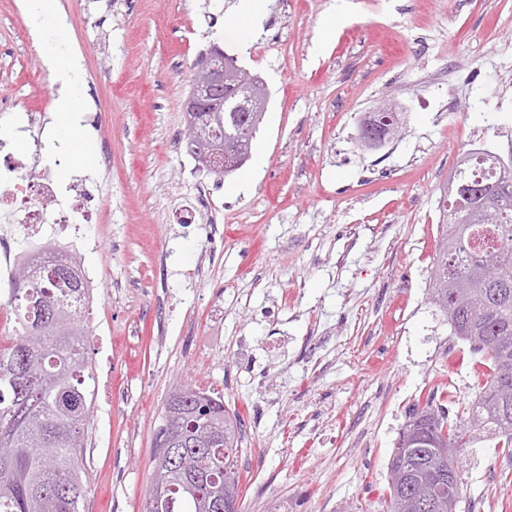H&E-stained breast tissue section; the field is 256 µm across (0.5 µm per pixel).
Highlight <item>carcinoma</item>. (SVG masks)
Listing matches in <instances>:
<instances>
[{"mask_svg": "<svg viewBox=\"0 0 512 512\" xmlns=\"http://www.w3.org/2000/svg\"><path fill=\"white\" fill-rule=\"evenodd\" d=\"M236 85L216 112L197 116L199 136L193 153L202 162L213 148L224 145L229 171L238 169L249 155L262 122L252 112L254 96L268 103L258 76L237 68V59L224 56ZM383 126L384 138L399 128L395 112H376L363 122ZM478 174L456 172V192L443 197L445 223L435 240L430 268L431 302L446 312L453 335L463 329L466 342L480 354L476 361L482 381L474 388L462 411L451 419L429 396L415 407L400 436L414 437L421 422L430 421L437 433L456 448H467L483 434L498 439L503 452L512 455V251L498 252L504 235L512 236V163L503 166L496 151L482 148ZM485 194L475 198L468 186L475 176ZM76 260L49 256L36 264H22L27 277L15 276L6 306L14 316L12 336L0 346V512H82L87 484L85 450L89 411L93 401L92 358L87 352L89 330L84 313L69 301L81 291ZM468 288L465 307L455 317L448 311V278ZM503 407L500 415L489 403ZM181 406L178 419L164 416L156 439L168 443L170 423L184 437L219 438L211 448H167L164 460L153 459L154 476L147 500L160 501L165 512H208L216 505L211 489L222 476L240 489L236 458L244 437L243 424L224 408L221 399L178 390L168 398ZM51 453L58 461L45 468L41 460ZM402 468L415 479H427L442 461L433 443L404 449ZM389 471V500L384 512H424L410 497L406 484ZM195 481L196 495L184 493L187 480Z\"/></svg>", "mask_w": 512, "mask_h": 512, "instance_id": "carcinoma-1", "label": "carcinoma"}]
</instances>
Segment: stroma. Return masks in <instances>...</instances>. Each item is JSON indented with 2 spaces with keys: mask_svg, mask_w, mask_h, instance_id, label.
<instances>
[{
  "mask_svg": "<svg viewBox=\"0 0 512 512\" xmlns=\"http://www.w3.org/2000/svg\"><path fill=\"white\" fill-rule=\"evenodd\" d=\"M268 0L249 49L238 0H59L85 69L93 164L62 157L101 203L84 257L100 273V340L83 512H145L168 395L191 385L239 414L241 512L285 493L301 512H383L388 461L426 385L451 373L456 414L480 375L430 301L439 201L472 140L512 144V0ZM21 0H0V135L14 113L55 120L60 71L42 69ZM221 47L270 90L245 175L180 150L196 58ZM399 106L376 147L359 120ZM208 185L218 224H181ZM469 512H512V457L484 438L459 463Z\"/></svg>",
  "mask_w": 512,
  "mask_h": 512,
  "instance_id": "stroma-1",
  "label": "stroma"
}]
</instances>
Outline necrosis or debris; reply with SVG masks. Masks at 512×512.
I'll return each instance as SVG.
<instances>
[{
  "instance_id": "obj_1",
  "label": "necrosis or debris",
  "mask_w": 512,
  "mask_h": 512,
  "mask_svg": "<svg viewBox=\"0 0 512 512\" xmlns=\"http://www.w3.org/2000/svg\"><path fill=\"white\" fill-rule=\"evenodd\" d=\"M14 135L33 136V159L40 167L31 178L0 174V216L12 224L0 235L1 283L11 282L18 264L31 253L50 248L60 258L80 257L97 246L87 230L94 210L79 180L61 184L57 170L42 162L53 131L41 113L23 112Z\"/></svg>"
}]
</instances>
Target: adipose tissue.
<instances>
[{
	"mask_svg": "<svg viewBox=\"0 0 512 512\" xmlns=\"http://www.w3.org/2000/svg\"><path fill=\"white\" fill-rule=\"evenodd\" d=\"M24 14L43 58L49 64L63 67L68 94L59 103L55 130L59 142L77 145L83 140L76 121V115L85 101L82 61L59 37L62 16L57 0H24Z\"/></svg>",
	"mask_w": 512,
	"mask_h": 512,
	"instance_id": "1",
	"label": "adipose tissue"
}]
</instances>
